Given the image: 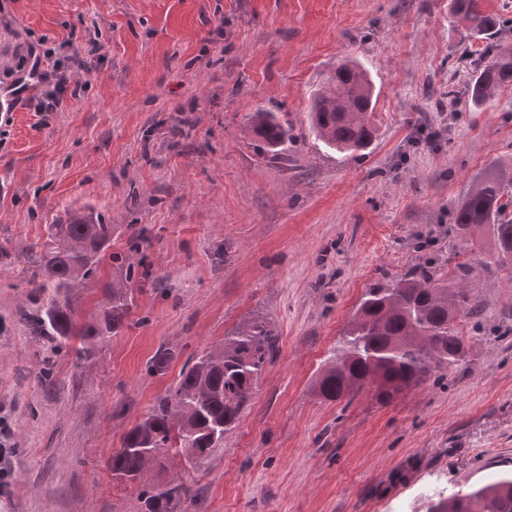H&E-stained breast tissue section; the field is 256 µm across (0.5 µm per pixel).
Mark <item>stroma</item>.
Masks as SVG:
<instances>
[{"instance_id": "35a3bbf8", "label": "stroma", "mask_w": 512, "mask_h": 512, "mask_svg": "<svg viewBox=\"0 0 512 512\" xmlns=\"http://www.w3.org/2000/svg\"><path fill=\"white\" fill-rule=\"evenodd\" d=\"M512 31L473 35L451 0H0V87L30 53L80 58V89L0 124V512H142L108 462L193 357L254 319L279 351L204 464L143 483L195 491L185 512H427L512 473V270L480 231L462 250L480 319L462 368L390 404L320 398L316 379L365 288L430 257L486 171L512 173V86L449 102ZM369 73L375 134L339 153L308 110L344 58ZM292 129L285 161L245 133ZM81 210L112 226L97 283L133 263L125 326L89 372L23 319L46 227ZM166 370L149 367L157 352ZM51 368V386L39 377ZM249 132L265 146L271 159L285 161L282 150L291 139V129L280 121L275 112L258 110L249 117Z\"/></svg>"}]
</instances>
